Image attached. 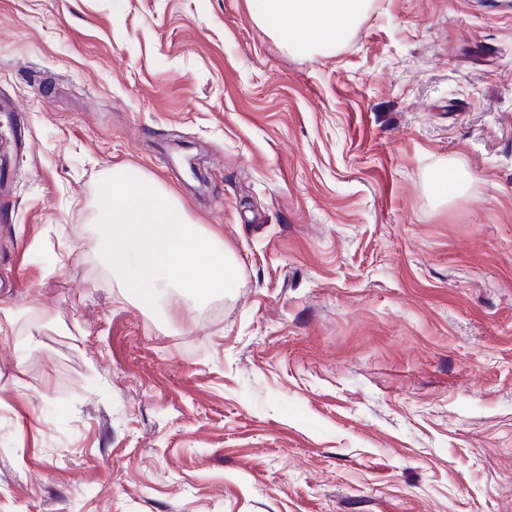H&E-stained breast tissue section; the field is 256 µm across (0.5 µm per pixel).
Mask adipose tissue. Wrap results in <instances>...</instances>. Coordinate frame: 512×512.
<instances>
[{
    "label": "adipose tissue",
    "instance_id": "obj_1",
    "mask_svg": "<svg viewBox=\"0 0 512 512\" xmlns=\"http://www.w3.org/2000/svg\"><path fill=\"white\" fill-rule=\"evenodd\" d=\"M249 18L296 52L329 49L345 41L368 0H246Z\"/></svg>",
    "mask_w": 512,
    "mask_h": 512
}]
</instances>
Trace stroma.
<instances>
[{
    "label": "stroma",
    "instance_id": "1",
    "mask_svg": "<svg viewBox=\"0 0 512 512\" xmlns=\"http://www.w3.org/2000/svg\"><path fill=\"white\" fill-rule=\"evenodd\" d=\"M0 98L33 143L0 206V512H512V0H370L309 53L246 0H0ZM116 167L237 288L122 299ZM470 180H472V176L469 173L459 170H454L449 181L447 174L444 179L440 176L434 177V189L436 191L437 198L440 201H448L449 198L458 195L465 184Z\"/></svg>",
    "mask_w": 512,
    "mask_h": 512
}]
</instances>
